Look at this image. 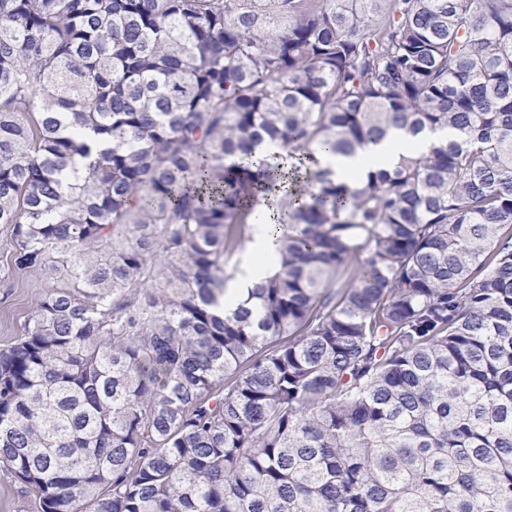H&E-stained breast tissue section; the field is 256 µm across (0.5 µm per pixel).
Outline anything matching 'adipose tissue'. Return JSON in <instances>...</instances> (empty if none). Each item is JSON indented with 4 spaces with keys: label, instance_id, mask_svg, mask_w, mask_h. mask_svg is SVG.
Wrapping results in <instances>:
<instances>
[{
    "label": "adipose tissue",
    "instance_id": "adipose-tissue-1",
    "mask_svg": "<svg viewBox=\"0 0 512 512\" xmlns=\"http://www.w3.org/2000/svg\"><path fill=\"white\" fill-rule=\"evenodd\" d=\"M406 132L394 129L379 143H374L351 156L319 155L320 168L332 171L338 181L348 180L350 175L363 174L372 169L387 167L397 162L401 144L407 140ZM274 250V237L271 232H258L243 255L238 269L225 291L226 305H234L243 300L250 288L261 282L267 275V264L256 262L259 254H269Z\"/></svg>",
    "mask_w": 512,
    "mask_h": 512
}]
</instances>
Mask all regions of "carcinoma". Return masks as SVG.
Masks as SVG:
<instances>
[{"label": "carcinoma", "instance_id": "obj_1", "mask_svg": "<svg viewBox=\"0 0 512 512\" xmlns=\"http://www.w3.org/2000/svg\"><path fill=\"white\" fill-rule=\"evenodd\" d=\"M392 129L450 137L237 163ZM0 224L60 282L0 350L37 512H512V0H0ZM445 132L432 134L424 132L412 138L403 130L393 129L379 143L370 144L351 156H335L318 153L316 155L320 168L332 171L336 181H345L350 187H356L358 181L349 180L351 174H365L371 169L387 167L395 164L401 153L400 146L406 140H413L419 150H426L432 143L445 139ZM275 237L268 230L258 232L246 253L243 255L244 251L236 254L231 259L232 262H237L243 255L234 278L227 283L224 295L226 305H234L243 300L248 295V290L254 288L267 276L269 265L267 263L259 264L255 261V256L257 254L265 256L269 253L274 254Z\"/></svg>", "mask_w": 512, "mask_h": 512}]
</instances>
